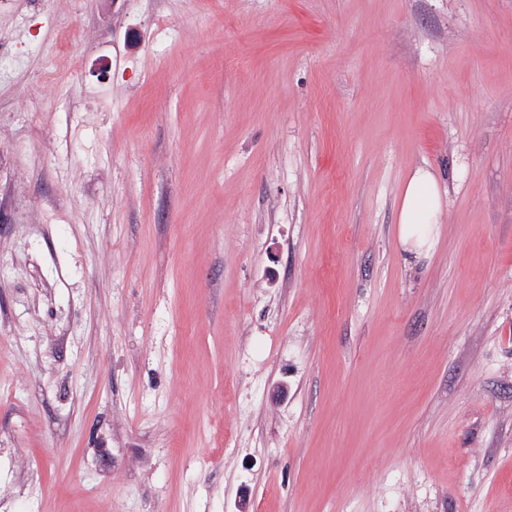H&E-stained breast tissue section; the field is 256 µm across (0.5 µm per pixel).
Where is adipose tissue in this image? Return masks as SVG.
<instances>
[{"mask_svg": "<svg viewBox=\"0 0 512 512\" xmlns=\"http://www.w3.org/2000/svg\"><path fill=\"white\" fill-rule=\"evenodd\" d=\"M442 198L436 176L417 168L406 179L398 212V239L402 248L418 256L426 255L437 237Z\"/></svg>", "mask_w": 512, "mask_h": 512, "instance_id": "obj_1", "label": "adipose tissue"}]
</instances>
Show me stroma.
Returning <instances> with one entry per match:
<instances>
[{
  "label": "stroma",
  "mask_w": 512,
  "mask_h": 512,
  "mask_svg": "<svg viewBox=\"0 0 512 512\" xmlns=\"http://www.w3.org/2000/svg\"><path fill=\"white\" fill-rule=\"evenodd\" d=\"M0 188V512H512V0H0ZM442 198L436 176L417 168L406 179L398 212V239L402 248L416 256L426 255L437 237Z\"/></svg>",
  "instance_id": "obj_1"
}]
</instances>
